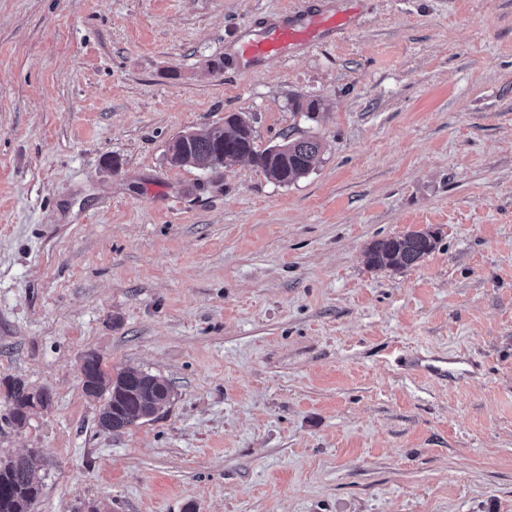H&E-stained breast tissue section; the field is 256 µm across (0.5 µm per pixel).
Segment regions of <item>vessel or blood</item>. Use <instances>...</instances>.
Segmentation results:
<instances>
[{
	"instance_id": "1",
	"label": "vessel or blood",
	"mask_w": 512,
	"mask_h": 512,
	"mask_svg": "<svg viewBox=\"0 0 512 512\" xmlns=\"http://www.w3.org/2000/svg\"><path fill=\"white\" fill-rule=\"evenodd\" d=\"M346 25V16L307 9L300 12L297 18L271 28L264 37L242 41L238 55L247 63L256 64L269 56L286 55L313 45L326 36L343 31ZM412 364L417 372L440 379L450 380L459 375L457 362L453 359L416 356Z\"/></svg>"
}]
</instances>
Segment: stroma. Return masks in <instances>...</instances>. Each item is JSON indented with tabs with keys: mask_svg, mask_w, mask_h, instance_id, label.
I'll return each instance as SVG.
<instances>
[{
	"mask_svg": "<svg viewBox=\"0 0 512 512\" xmlns=\"http://www.w3.org/2000/svg\"><path fill=\"white\" fill-rule=\"evenodd\" d=\"M314 2L349 7L0 0V381L51 394L22 429L0 399V456L39 449L35 512H512V0H366L240 65L257 19ZM233 113L262 149L318 139L312 169L167 162ZM89 354L170 403L102 430ZM435 244L436 235L431 231L378 240L368 250L369 264L375 268H407L421 261ZM411 359V363L417 372L445 380H451L455 377L457 378L463 372L471 373L477 368L476 364L471 359H468L467 361L462 358H458L456 360L436 358L426 360L416 355H411ZM458 363L466 364L471 370L464 369L461 370L463 372H459L460 369L456 366Z\"/></svg>",
	"mask_w": 512,
	"mask_h": 512,
	"instance_id": "obj_1",
	"label": "stroma"
}]
</instances>
